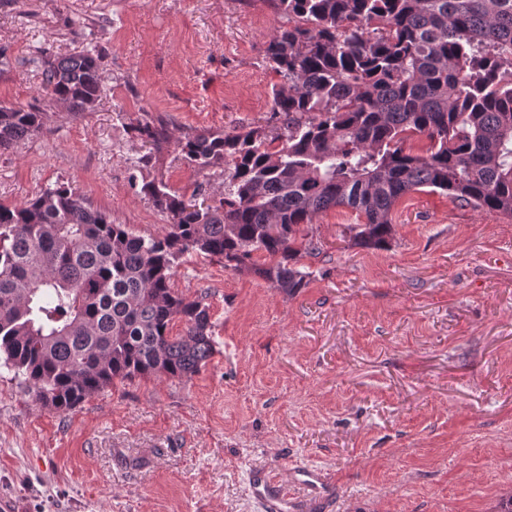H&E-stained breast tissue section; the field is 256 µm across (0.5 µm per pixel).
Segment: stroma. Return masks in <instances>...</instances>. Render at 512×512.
<instances>
[{
  "label": "stroma",
  "mask_w": 512,
  "mask_h": 512,
  "mask_svg": "<svg viewBox=\"0 0 512 512\" xmlns=\"http://www.w3.org/2000/svg\"><path fill=\"white\" fill-rule=\"evenodd\" d=\"M287 18L270 0H0V104L40 133L0 150V202L66 184L149 238L144 192L224 191V169L175 138L265 125L282 83L264 59ZM96 47L92 112L48 103L42 57ZM173 138L152 149L139 125ZM359 212L320 213L319 253L289 296L253 272L180 256L172 286L204 297L216 348L189 378H138L69 413L0 368V498L19 512H258L249 474L319 469L288 512H496L512 495V216L424 188L391 211L388 248L354 246Z\"/></svg>",
  "instance_id": "obj_1"
}]
</instances>
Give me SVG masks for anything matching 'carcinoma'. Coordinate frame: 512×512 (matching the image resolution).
<instances>
[{
    "label": "carcinoma",
    "instance_id": "cac0c4a2",
    "mask_svg": "<svg viewBox=\"0 0 512 512\" xmlns=\"http://www.w3.org/2000/svg\"><path fill=\"white\" fill-rule=\"evenodd\" d=\"M288 18L264 57L284 83L267 128L187 135L182 158L224 166V197L187 202L150 184L169 231L144 238L63 184L0 203V356L57 413L137 378H188L212 357L208 305L171 288L176 258L221 256L288 295L320 251L303 226L332 207L366 217L354 245L384 249L390 213L419 188L512 215V0H274ZM48 102L77 115L98 101L96 49L45 64ZM44 113L0 106V148L38 134ZM140 136L170 142L163 122ZM428 141L417 154L411 135ZM262 251L270 263L259 266ZM185 324L171 335L173 321Z\"/></svg>",
    "mask_w": 512,
    "mask_h": 512
}]
</instances>
